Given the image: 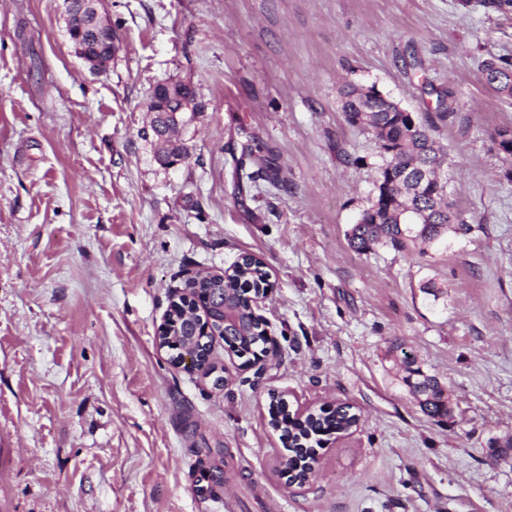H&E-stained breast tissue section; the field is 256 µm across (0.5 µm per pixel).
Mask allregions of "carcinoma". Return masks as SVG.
<instances>
[{
	"mask_svg": "<svg viewBox=\"0 0 512 512\" xmlns=\"http://www.w3.org/2000/svg\"><path fill=\"white\" fill-rule=\"evenodd\" d=\"M482 75L486 83L500 96L512 97V61L502 57H490L482 62ZM356 86L348 84L342 88V110L346 121L353 127L371 129L376 134L379 148L393 144L396 153L388 155L386 166L393 169L398 181L391 189V195L380 201L376 210L366 209L363 222L356 224L348 233L350 247L364 253L378 242L389 244L397 250H404L408 244L417 241L431 243L438 239L448 226L456 224L465 227V221L448 211L447 184L439 176L443 147L431 139L423 125L411 128L399 113L377 108L367 116V123L359 122L361 111L368 102L355 96ZM428 211L429 221L423 224L398 223L399 209L404 206ZM249 268L246 279L230 278L224 284L228 288L235 307L239 308L241 324L251 334L244 336L239 331L224 337V344L238 356L255 357L264 351L265 336L258 332L259 325L253 323L246 299L243 298L248 281H256L260 264L251 257L243 260ZM407 376L405 382L426 414L434 417L449 415L448 395L444 385L434 375L425 373L415 365V360L404 357ZM269 424L280 432L285 445H291L284 461L283 472L298 468V462L315 460L313 443L319 437L330 433H341L357 424L358 417L345 404L336 406L331 412H309L302 419L288 422V402L279 395H272L269 403Z\"/></svg>",
	"mask_w": 512,
	"mask_h": 512,
	"instance_id": "cac0c4a2",
	"label": "carcinoma"
}]
</instances>
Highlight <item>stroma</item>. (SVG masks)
I'll return each instance as SVG.
<instances>
[{
    "label": "stroma",
    "instance_id": "stroma-1",
    "mask_svg": "<svg viewBox=\"0 0 512 512\" xmlns=\"http://www.w3.org/2000/svg\"><path fill=\"white\" fill-rule=\"evenodd\" d=\"M494 0H108L106 74L72 48L64 0H0V512H512V179L493 141L512 98ZM190 83L165 164L146 102ZM429 124L454 210L430 244L353 251L376 194L375 136L344 84ZM453 94V110L437 94ZM249 253L280 357L174 366L156 337L196 273ZM435 283L436 294L424 287ZM451 414L425 415L404 355ZM291 407L360 416L304 486L268 424ZM481 67L490 88L499 96L512 97V61L491 56L482 62Z\"/></svg>",
    "mask_w": 512,
    "mask_h": 512
}]
</instances>
